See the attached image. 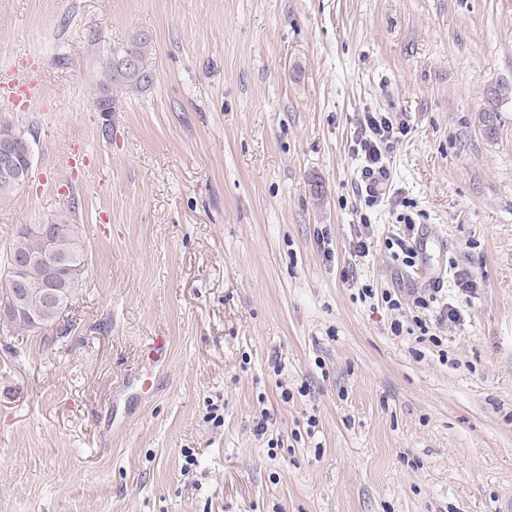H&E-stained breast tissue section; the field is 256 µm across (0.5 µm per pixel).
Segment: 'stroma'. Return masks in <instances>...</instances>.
<instances>
[{
  "label": "stroma",
  "mask_w": 512,
  "mask_h": 512,
  "mask_svg": "<svg viewBox=\"0 0 512 512\" xmlns=\"http://www.w3.org/2000/svg\"><path fill=\"white\" fill-rule=\"evenodd\" d=\"M142 33L153 85L99 111ZM8 71L0 259L64 215L87 269L0 323V512H512V0H0ZM368 112L404 127L378 196ZM14 146V140L9 137H5L0 145V174L23 188L28 182V173L21 172L15 166ZM19 187L0 178V201L9 199L20 190Z\"/></svg>",
  "instance_id": "obj_1"
}]
</instances>
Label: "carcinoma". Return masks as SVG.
Here are the masks:
<instances>
[{
  "instance_id": "obj_1",
  "label": "carcinoma",
  "mask_w": 512,
  "mask_h": 512,
  "mask_svg": "<svg viewBox=\"0 0 512 512\" xmlns=\"http://www.w3.org/2000/svg\"><path fill=\"white\" fill-rule=\"evenodd\" d=\"M151 38L146 34L135 37L124 49L113 54L112 60L106 66V81L101 85V97L96 105L111 109L110 88H127L142 90L151 86L155 80V72L150 61L149 46ZM131 55L136 58L137 66L129 70L124 66L121 57ZM63 233L54 245L57 255L64 260L65 267L58 271V278L66 282L65 287L59 288L56 295H48L49 281L43 265L39 262L31 264L26 272L24 288L28 297L25 313L14 320L18 330L30 331L38 327L46 329L52 326L61 310L72 299L74 290L85 273V245L81 229L77 224L59 219ZM46 247L44 240L29 232L17 233L9 252L3 259V269H8L12 259L17 255L38 257Z\"/></svg>"
}]
</instances>
